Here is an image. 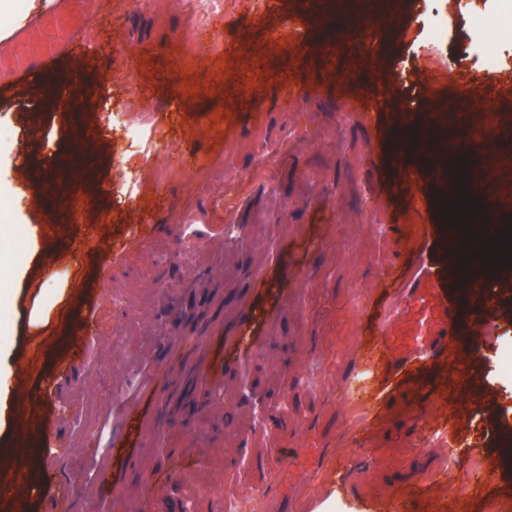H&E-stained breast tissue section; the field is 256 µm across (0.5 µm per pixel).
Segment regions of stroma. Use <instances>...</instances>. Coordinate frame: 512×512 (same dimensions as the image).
Returning <instances> with one entry per match:
<instances>
[{"label": "stroma", "instance_id": "35a3bbf8", "mask_svg": "<svg viewBox=\"0 0 512 512\" xmlns=\"http://www.w3.org/2000/svg\"><path fill=\"white\" fill-rule=\"evenodd\" d=\"M510 9L375 0L361 16L342 0H253L198 26L176 0H100L47 62L60 84L80 69L77 98L0 88V341L18 369L17 393L0 396V446L31 418L48 431L42 497L17 482L0 512L51 501L147 512L145 487L165 512H224L228 497L313 512L331 490L356 512H512V299L465 291L448 262L453 216L434 148L394 135L424 97L435 120L454 117L456 136L490 117L487 199L498 225L512 223V31L496 24ZM273 30L284 40L271 43ZM177 84L187 93L174 108ZM357 96L377 110H358ZM75 153L90 166L74 185L64 164ZM410 173L431 221L410 244L414 265L389 280L396 226L423 222ZM424 267L477 337L448 342L462 373L442 359L402 372L374 359L381 304ZM241 320L262 347L226 362L214 388L162 396L128 466L118 438L154 374L178 368L170 327ZM75 343L84 360L63 366ZM364 441L379 464L357 462ZM315 443L328 453L311 473L281 454ZM81 484L91 493L79 499Z\"/></svg>", "mask_w": 512, "mask_h": 512}]
</instances>
